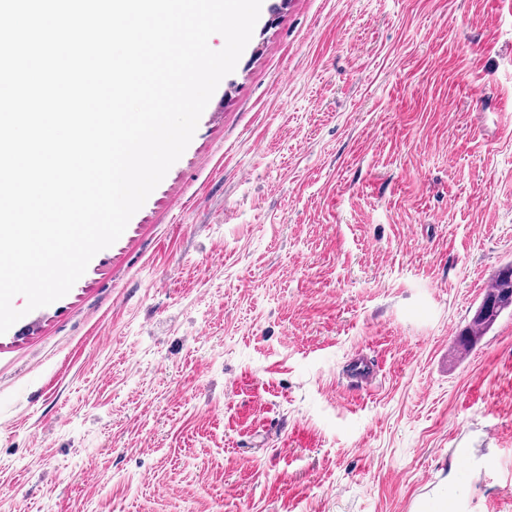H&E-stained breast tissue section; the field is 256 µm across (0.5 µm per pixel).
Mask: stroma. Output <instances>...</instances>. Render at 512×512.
<instances>
[{
    "mask_svg": "<svg viewBox=\"0 0 512 512\" xmlns=\"http://www.w3.org/2000/svg\"><path fill=\"white\" fill-rule=\"evenodd\" d=\"M510 263L512 0H263L123 235L0 334V512H512V312L452 353ZM377 365L369 358L356 356L348 369V376L357 386H367L376 378Z\"/></svg>",
    "mask_w": 512,
    "mask_h": 512,
    "instance_id": "stroma-1",
    "label": "stroma"
}]
</instances>
